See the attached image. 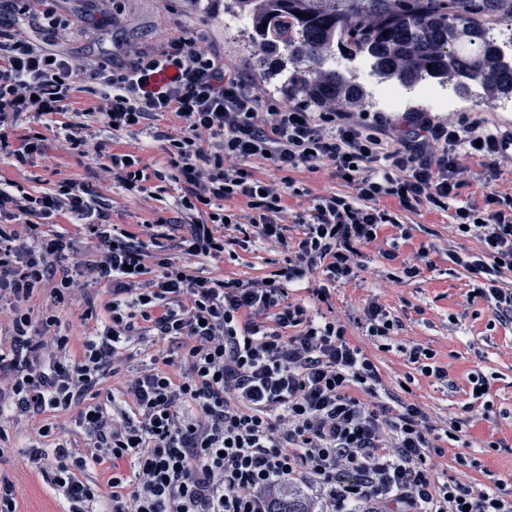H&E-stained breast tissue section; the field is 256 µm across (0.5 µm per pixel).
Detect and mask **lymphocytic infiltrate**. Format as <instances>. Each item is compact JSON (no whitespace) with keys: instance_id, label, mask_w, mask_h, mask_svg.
<instances>
[{"instance_id":"lymphocytic-infiltrate-1","label":"lymphocytic infiltrate","mask_w":512,"mask_h":512,"mask_svg":"<svg viewBox=\"0 0 512 512\" xmlns=\"http://www.w3.org/2000/svg\"><path fill=\"white\" fill-rule=\"evenodd\" d=\"M91 2L97 14L84 19L42 0H0V161L20 170L45 158L44 135L20 129L26 115L55 122L61 149L82 155L93 125L116 137L168 112L178 130L155 172L139 153L91 146L125 192L151 197L152 177L178 192L171 216L131 231L107 225L98 194L77 179L37 194L0 179V417L33 424L22 449L0 426V459L22 453L62 512H274L298 480L317 512L370 501L395 512H512L500 484L436 479L444 450L422 409L405 403L392 414L362 402L383 383L375 363L342 322L289 299L319 274L325 283L311 294L329 302L330 284L353 278L368 246L419 276L432 265L429 248L403 261L382 247L383 233L409 239L405 214L448 210L478 242L449 260L468 272L471 299L512 324V290L499 285L512 271V184L500 180L512 132L480 112H410L399 123L266 99L204 34L178 27L132 47L118 35L120 12ZM85 26L112 29L111 62L63 52ZM260 160L282 172L280 183L257 176ZM324 166L348 193L313 195L283 224L293 173ZM474 180L480 192L460 200ZM61 217L85 226L94 246L43 231ZM228 241L280 257L261 277L210 275L205 261L223 259ZM85 280L109 285V300L98 304ZM78 298L81 324L102 330L78 336L63 324L60 310ZM148 338L157 344L150 367L125 377L121 363ZM70 413L84 449L60 436ZM100 465L103 482L90 474Z\"/></svg>"}]
</instances>
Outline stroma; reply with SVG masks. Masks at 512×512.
I'll list each match as a JSON object with an SVG mask.
<instances>
[{"label": "stroma", "mask_w": 512, "mask_h": 512, "mask_svg": "<svg viewBox=\"0 0 512 512\" xmlns=\"http://www.w3.org/2000/svg\"><path fill=\"white\" fill-rule=\"evenodd\" d=\"M123 9L127 39L156 38L166 24L177 23L217 40L226 58L233 62L250 67L255 64L243 34L226 31L223 15L209 12L204 5L193 4L192 0H167L161 7L156 0H125ZM26 124L44 134L48 164L29 168L25 173L0 165V175L17 180L31 191L51 189L57 170L89 182L106 205L108 223L129 230L171 207L177 194L173 182H166L164 192L157 197H128L98 177L92 157L74 158L58 149L51 129L31 118ZM173 126L171 114L161 115L151 129L121 134L116 147L127 151L144 148L145 161L154 162L162 155L161 134L170 132ZM409 230L411 239L398 243L401 257H410L420 245H435L436 250L430 255L433 268L422 276L395 282L388 279L387 267L365 260L352 281L336 286L332 312L347 325L351 340L376 363L391 392L405 402L418 404L433 424L443 426L453 418L461 421L460 439L446 445L437 463L438 471L478 488L498 482L512 490V324L499 323L484 301L470 300L466 271L452 265L446 253L473 250L477 241L460 235L449 213L414 216ZM225 250L227 259L211 262V269L241 277L265 274L270 269L269 259L275 256L268 249H244L235 244L226 245ZM371 302L386 306L401 323L389 350H379L356 323ZM416 344L433 352L435 362L447 370V379L425 376L409 362L405 351ZM476 373L484 375L489 386L481 400L473 397L469 382ZM493 441L499 442V449H490ZM462 457L467 460L463 466L458 463ZM0 469L16 474L22 512H60L54 494L22 456L6 457L0 462Z\"/></svg>", "instance_id": "obj_1"}]
</instances>
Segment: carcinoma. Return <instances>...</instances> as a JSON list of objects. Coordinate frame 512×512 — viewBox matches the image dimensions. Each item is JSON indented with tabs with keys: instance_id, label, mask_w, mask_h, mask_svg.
<instances>
[{
	"instance_id": "1",
	"label": "carcinoma",
	"mask_w": 512,
	"mask_h": 512,
	"mask_svg": "<svg viewBox=\"0 0 512 512\" xmlns=\"http://www.w3.org/2000/svg\"><path fill=\"white\" fill-rule=\"evenodd\" d=\"M252 17L246 30L258 67L279 78L288 97L353 109L371 91L350 69L328 64L364 56L370 76L413 88L429 81L481 103L512 99V57L506 41L491 35L492 20L512 18V0H226L224 13ZM302 16H297V13ZM277 512H311L307 497L290 488Z\"/></svg>"
}]
</instances>
